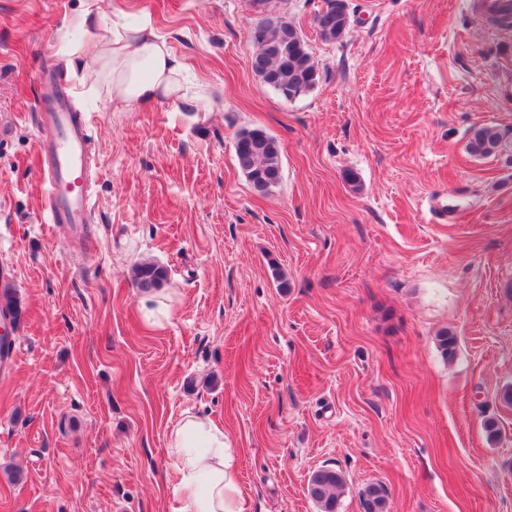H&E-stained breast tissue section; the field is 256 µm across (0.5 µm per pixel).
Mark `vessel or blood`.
<instances>
[{
  "label": "vessel or blood",
  "mask_w": 512,
  "mask_h": 512,
  "mask_svg": "<svg viewBox=\"0 0 512 512\" xmlns=\"http://www.w3.org/2000/svg\"><path fill=\"white\" fill-rule=\"evenodd\" d=\"M480 11L499 25L512 24V0H481ZM39 118L46 223L75 227L92 223L94 202L89 189L92 138L84 114L74 111L70 95L59 90L49 106L40 108Z\"/></svg>",
  "instance_id": "obj_1"
}]
</instances>
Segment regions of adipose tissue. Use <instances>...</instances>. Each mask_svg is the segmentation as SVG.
<instances>
[{"mask_svg":"<svg viewBox=\"0 0 512 512\" xmlns=\"http://www.w3.org/2000/svg\"><path fill=\"white\" fill-rule=\"evenodd\" d=\"M84 21L97 46L85 66L116 107L132 111L165 100L196 107L199 93L179 80L184 63L150 19L134 28L116 25L105 33L93 12H86ZM168 452L179 475L171 512H245L223 428L185 414L170 431Z\"/></svg>","mask_w":512,"mask_h":512,"instance_id":"ef3b65f1","label":"adipose tissue"}]
</instances>
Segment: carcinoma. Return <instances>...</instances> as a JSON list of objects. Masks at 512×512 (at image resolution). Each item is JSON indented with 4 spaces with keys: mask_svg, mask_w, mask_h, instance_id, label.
Returning <instances> with one entry per match:
<instances>
[{
    "mask_svg": "<svg viewBox=\"0 0 512 512\" xmlns=\"http://www.w3.org/2000/svg\"><path fill=\"white\" fill-rule=\"evenodd\" d=\"M263 8L276 13L255 21L250 28L254 45L251 68L261 81L286 100L306 95L319 83L320 72L301 31L280 13L281 0H262ZM314 24L325 41L342 39L350 27L346 0H323L314 15ZM235 156L239 169L252 187L269 192L281 180L280 149L277 141L262 129H244L235 139ZM469 150L475 156H503L512 163V128L494 125L474 129ZM167 269L154 262L136 266L133 281L142 290L157 289L167 280ZM21 307L14 289L0 287V317L16 319ZM438 347L445 359L457 352V336L444 330L437 335ZM345 486L343 471L333 466L314 470L308 480V496L319 512H339ZM364 512H384L386 491L380 484L367 486L363 494Z\"/></svg>",
    "mask_w": 512,
    "mask_h": 512,
    "instance_id": "obj_1",
    "label": "carcinoma"
}]
</instances>
